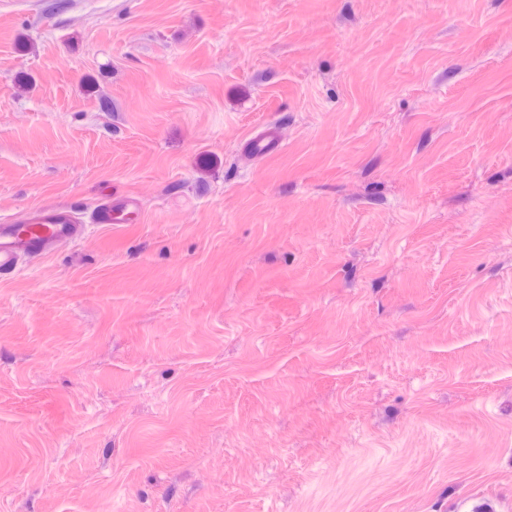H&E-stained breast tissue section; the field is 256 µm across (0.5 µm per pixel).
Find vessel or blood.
<instances>
[{
    "label": "vessel or blood",
    "mask_w": 512,
    "mask_h": 512,
    "mask_svg": "<svg viewBox=\"0 0 512 512\" xmlns=\"http://www.w3.org/2000/svg\"><path fill=\"white\" fill-rule=\"evenodd\" d=\"M246 148L257 158L280 152L282 140L277 128L266 126L248 140ZM136 207L132 200L119 206L105 203L95 213L93 221L124 224ZM83 232L84 226L75 213L64 206L43 208L22 221L0 224V276L16 273L20 265L46 255L54 245L77 240Z\"/></svg>",
    "instance_id": "obj_1"
}]
</instances>
